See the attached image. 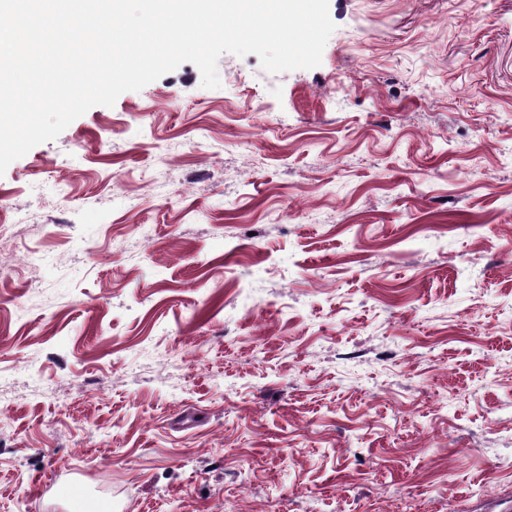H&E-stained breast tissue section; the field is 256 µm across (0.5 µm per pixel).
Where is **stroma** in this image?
<instances>
[{
    "mask_svg": "<svg viewBox=\"0 0 512 512\" xmlns=\"http://www.w3.org/2000/svg\"><path fill=\"white\" fill-rule=\"evenodd\" d=\"M329 16L0 176V512H512V0Z\"/></svg>",
    "mask_w": 512,
    "mask_h": 512,
    "instance_id": "1",
    "label": "stroma"
}]
</instances>
